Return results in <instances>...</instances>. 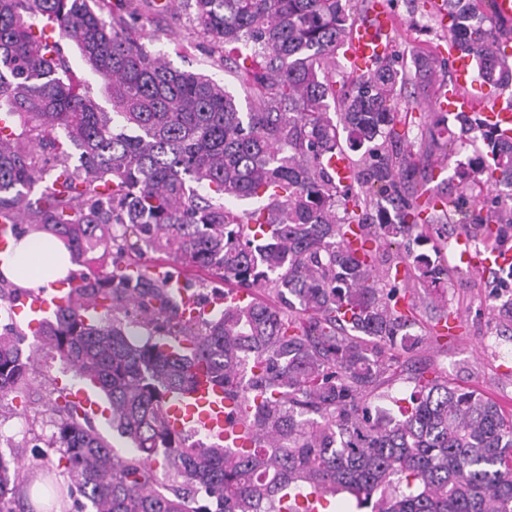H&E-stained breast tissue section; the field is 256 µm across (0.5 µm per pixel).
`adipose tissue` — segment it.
Segmentation results:
<instances>
[{"mask_svg":"<svg viewBox=\"0 0 512 512\" xmlns=\"http://www.w3.org/2000/svg\"><path fill=\"white\" fill-rule=\"evenodd\" d=\"M72 269L68 252L49 236H21L0 260V276L22 288L50 287Z\"/></svg>","mask_w":512,"mask_h":512,"instance_id":"obj_1","label":"adipose tissue"}]
</instances>
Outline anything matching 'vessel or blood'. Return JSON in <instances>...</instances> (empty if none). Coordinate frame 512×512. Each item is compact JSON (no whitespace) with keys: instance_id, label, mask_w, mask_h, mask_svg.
Returning a JSON list of instances; mask_svg holds the SVG:
<instances>
[{"instance_id":"vessel-or-blood-1","label":"vessel or blood","mask_w":512,"mask_h":512,"mask_svg":"<svg viewBox=\"0 0 512 512\" xmlns=\"http://www.w3.org/2000/svg\"><path fill=\"white\" fill-rule=\"evenodd\" d=\"M396 27L397 18L393 11L380 6L373 7L370 20L351 26L344 44V57L353 73H367L376 61L392 55V34ZM438 51L448 58L453 79L437 89L428 105L429 111L475 113L484 124L511 136L512 106L505 104L502 96L493 94L488 85L474 78L472 55L452 39L446 40ZM457 246L462 262L475 270L512 264V247L503 245L489 252H475L469 238L464 235L458 238ZM72 288V283L67 282L56 285L53 294L22 297L12 313L26 320L30 328H37L45 315L65 306ZM227 407L223 390L210 385L201 376L191 389L168 404V424L175 431L190 426L238 446L243 442L244 431L228 427L225 421Z\"/></svg>"}]
</instances>
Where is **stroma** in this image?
<instances>
[{"label": "stroma", "mask_w": 512, "mask_h": 512, "mask_svg": "<svg viewBox=\"0 0 512 512\" xmlns=\"http://www.w3.org/2000/svg\"><path fill=\"white\" fill-rule=\"evenodd\" d=\"M171 9L145 8L135 24L136 33L146 48L164 58L173 68L201 73L219 84L238 89L239 83L225 68L218 50L194 31L181 0H171ZM389 8L400 20L397 55L409 63L413 49L434 50L448 37V30L432 7V0H389ZM427 97L408 100L401 105L406 119L399 130L409 133V148L420 167L431 168L435 160L421 143L430 123ZM494 293L492 275H473L463 271L445 290L449 313L458 315L461 326L454 340L438 348L424 345L421 357L431 359L448 373L449 383L472 387L503 405H512V340L497 335L488 311ZM65 380L73 388L82 383L56 359L43 358L30 376L28 388L17 398L0 402V435L9 436L7 453L25 470L47 471L48 489L67 488L69 480L61 475L59 453L50 448L54 431L48 412L54 379Z\"/></svg>", "instance_id": "stroma-1"}]
</instances>
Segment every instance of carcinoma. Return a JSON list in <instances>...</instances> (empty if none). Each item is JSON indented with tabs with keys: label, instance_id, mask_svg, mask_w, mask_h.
I'll return each mask as SVG.
<instances>
[{
	"label": "carcinoma",
	"instance_id": "cac0c4a2",
	"mask_svg": "<svg viewBox=\"0 0 512 512\" xmlns=\"http://www.w3.org/2000/svg\"><path fill=\"white\" fill-rule=\"evenodd\" d=\"M93 2L0 0V112L23 120L0 137V217L59 239L87 268L31 353L0 333V402L24 390L40 352L105 396L138 453H115L64 392L52 406L48 447L91 512H308L313 492L371 512H512V410L416 360L448 333H407L418 301L447 327L434 288L460 275L445 263L450 238L431 227L455 222L485 248L512 239V138L475 115L431 113L429 147L475 130L482 146L448 177L456 196L423 204L419 182L435 170L417 168L395 126L408 87L433 86L439 56L419 52L407 70L392 56L336 87L354 0H193L197 25L249 85L245 112L228 87L146 49L130 24L139 0H116L110 21ZM444 5L476 76L512 98V24L494 0ZM47 25L106 82L112 111L68 74ZM359 150L358 191L341 203L326 159ZM54 175L61 188L34 196ZM253 199L265 204L241 216L227 206ZM383 201L394 218L368 223ZM398 238L432 255L391 257ZM98 249L112 271L95 266ZM144 249L214 276L199 317L150 266L127 272L125 257ZM224 284L271 301L227 302ZM490 313L512 331V305ZM198 370L224 388L247 443L169 428L164 407ZM397 374L412 392L396 413L372 412L368 396ZM38 478L0 454V512H27Z\"/></svg>",
	"mask_w": 512,
	"mask_h": 512
}]
</instances>
